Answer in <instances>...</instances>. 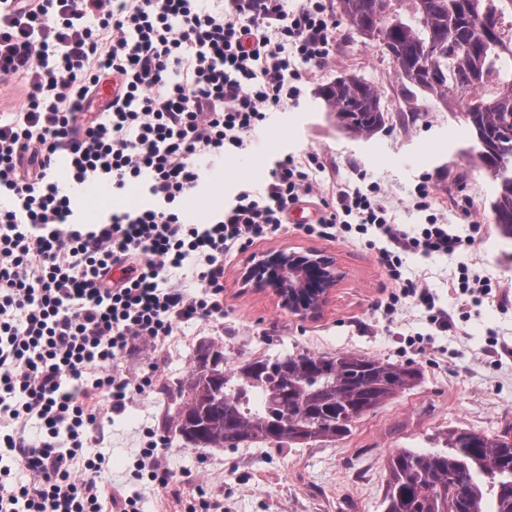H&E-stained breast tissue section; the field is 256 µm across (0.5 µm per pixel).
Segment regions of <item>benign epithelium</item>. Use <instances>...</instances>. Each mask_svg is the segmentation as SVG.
<instances>
[{
	"instance_id": "1",
	"label": "benign epithelium",
	"mask_w": 512,
	"mask_h": 512,
	"mask_svg": "<svg viewBox=\"0 0 512 512\" xmlns=\"http://www.w3.org/2000/svg\"><path fill=\"white\" fill-rule=\"evenodd\" d=\"M341 277L331 257L286 246L255 254L240 273L243 286L271 292L281 309L301 318L322 313Z\"/></svg>"
}]
</instances>
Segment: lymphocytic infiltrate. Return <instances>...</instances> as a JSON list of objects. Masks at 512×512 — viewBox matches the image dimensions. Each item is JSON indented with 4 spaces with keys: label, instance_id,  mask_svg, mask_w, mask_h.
I'll use <instances>...</instances> for the list:
<instances>
[{
    "label": "lymphocytic infiltrate",
    "instance_id": "1",
    "mask_svg": "<svg viewBox=\"0 0 512 512\" xmlns=\"http://www.w3.org/2000/svg\"><path fill=\"white\" fill-rule=\"evenodd\" d=\"M330 0H0V86L25 92L0 118V512H104L103 454L87 447L100 402L124 410L151 377L115 363L131 340L172 336L177 323L224 314V254L267 238L313 196L324 165L284 157L261 193L202 224L183 206L201 179L196 159L239 150L267 113L299 101L336 40ZM116 78L98 112V89ZM66 155L73 184L121 190L143 182L152 198L95 228H73L70 196L55 181ZM378 230L379 261L394 290L385 307H423L450 328L409 253L448 255L467 239L437 216L411 234L391 220L376 185L339 191L306 230L330 238ZM200 291L173 278L192 263ZM42 422L39 437L26 432ZM162 439L149 436L132 477L168 488Z\"/></svg>",
    "mask_w": 512,
    "mask_h": 512
}]
</instances>
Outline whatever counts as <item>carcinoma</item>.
<instances>
[{
	"instance_id": "cac0c4a2",
	"label": "carcinoma",
	"mask_w": 512,
	"mask_h": 512,
	"mask_svg": "<svg viewBox=\"0 0 512 512\" xmlns=\"http://www.w3.org/2000/svg\"><path fill=\"white\" fill-rule=\"evenodd\" d=\"M391 7L392 0L336 2L358 36L383 46L407 92L416 88L446 101L449 87L468 88V99L457 106L477 160L498 173L491 208L499 233L511 239L512 79L490 95L483 90L490 66L512 55L500 29V18L512 15V0H412L404 17ZM317 96L357 137L385 124L378 91L361 79L338 77ZM223 364L222 350H198V369L174 418L180 436L205 448L344 439L363 415L420 378L411 365L353 352L253 360L230 374ZM441 443L387 456L384 512H512V435L451 430Z\"/></svg>"
}]
</instances>
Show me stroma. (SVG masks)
Listing matches in <instances>:
<instances>
[{"label":"stroma","instance_id":"1","mask_svg":"<svg viewBox=\"0 0 512 512\" xmlns=\"http://www.w3.org/2000/svg\"><path fill=\"white\" fill-rule=\"evenodd\" d=\"M341 75H354L381 96L386 124L357 138L329 120L317 89ZM472 144L455 102L426 95L407 99L388 56L374 42L336 31L331 64L315 72L298 103L267 119L243 150L222 158L200 157V186L206 208L189 219L207 221L219 204H230L243 190H259L276 162L318 154L326 170L321 198L303 199L304 214L318 221L323 200L337 187L378 184L396 224L416 233L427 213L413 208L412 195L423 177L433 183L432 213L465 236L473 224L483 231L461 254L412 255L410 271L431 289L438 305L453 308L454 324L440 331L422 307L409 303L388 314L378 304L391 291L375 250L358 240L320 237L287 222L275 236L224 257V314L179 323L172 336L154 347L132 343L117 361L124 376L153 374L146 394L122 412L103 409V429L92 453L103 454L108 491L130 482L132 465L148 433L162 436V465L175 482L167 490L140 482L144 512H184L187 498L202 488L218 512H383L384 458L399 448L433 449L451 429L490 436L512 432V356L489 363V338L512 347V300L491 294L461 304L451 283L467 266L470 278L512 288V239L500 236L491 202L495 183L470 153ZM288 245L332 256L343 278L322 314L302 319L278 307L265 292L241 287L238 273L251 252ZM221 347L229 366L303 352L339 351L410 364L421 371L417 386L365 414L344 439H312L277 447L252 441L233 450L202 448L169 429L182 403L180 390L196 364L199 345ZM193 483H184V475Z\"/></svg>","mask_w":512,"mask_h":512}]
</instances>
